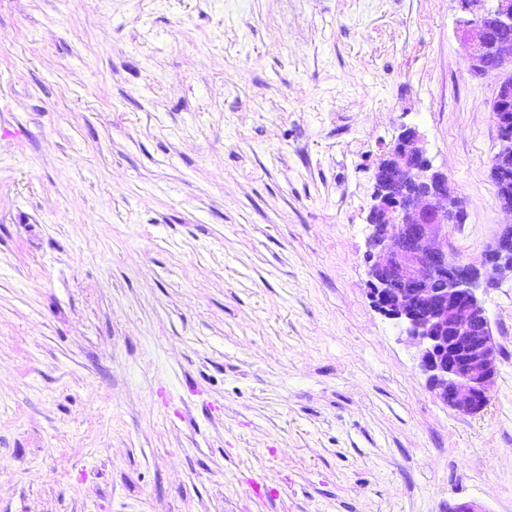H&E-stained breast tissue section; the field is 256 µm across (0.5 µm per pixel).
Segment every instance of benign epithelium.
Returning a JSON list of instances; mask_svg holds the SVG:
<instances>
[{"mask_svg":"<svg viewBox=\"0 0 512 512\" xmlns=\"http://www.w3.org/2000/svg\"><path fill=\"white\" fill-rule=\"evenodd\" d=\"M463 16L456 34L465 45L472 76L496 78L491 112L512 106V40L496 33L512 28V0H458ZM500 137L509 147L492 179L512 181V127ZM367 215L369 296L385 317L403 328L419 351V366L435 396L448 407L475 415L488 404L499 371L490 319L476 291L486 268L512 275V224L504 225L480 264L448 263L439 242L462 214L448 175L433 168L414 127H402L372 169Z\"/></svg>","mask_w":512,"mask_h":512,"instance_id":"benign-epithelium-1","label":"benign epithelium"}]
</instances>
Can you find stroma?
<instances>
[{
  "label": "stroma",
  "mask_w": 512,
  "mask_h": 512,
  "mask_svg": "<svg viewBox=\"0 0 512 512\" xmlns=\"http://www.w3.org/2000/svg\"><path fill=\"white\" fill-rule=\"evenodd\" d=\"M456 0H0V512H512V280L486 408L368 293L405 126L480 263L512 215Z\"/></svg>",
  "instance_id": "1"
}]
</instances>
